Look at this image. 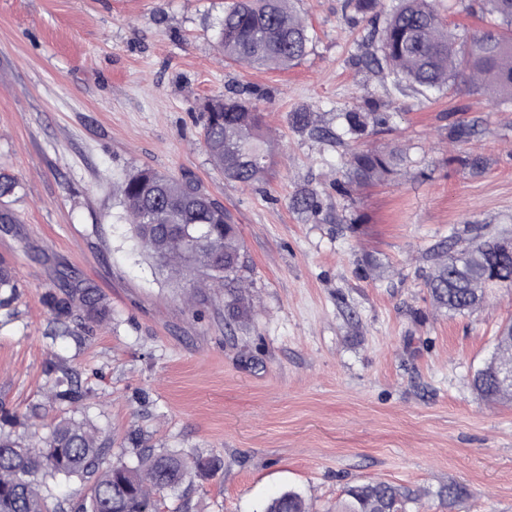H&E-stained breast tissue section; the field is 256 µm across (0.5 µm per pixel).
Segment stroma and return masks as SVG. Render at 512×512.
<instances>
[{
	"label": "stroma",
	"instance_id": "stroma-1",
	"mask_svg": "<svg viewBox=\"0 0 512 512\" xmlns=\"http://www.w3.org/2000/svg\"><path fill=\"white\" fill-rule=\"evenodd\" d=\"M469 39L493 19L474 0H435ZM342 0H294L306 55L256 70L216 46L224 0H0V169L20 183L0 223V260L18 295L0 307V408L41 404L44 428L90 422L110 453L145 448L223 469L168 498L169 512H263L287 490L336 512L346 489L383 481L422 491L420 512H512V402L484 400L472 375L512 325V288L454 314L426 278L436 251L472 229L512 236V100L463 79L424 96L355 66L374 50ZM246 98L274 151L258 185L224 179L204 148L200 104ZM390 112L384 130L340 136L339 113ZM313 112L329 136L292 128ZM476 125L467 142L458 123ZM395 151L381 181L360 182L352 150ZM142 168L194 176L239 226L251 314L224 320V290L161 272L137 242L113 182ZM321 213L292 210L300 188ZM89 280L110 315L57 340L43 295ZM57 364L49 372V364ZM88 398L46 399L68 374ZM465 486L460 505L440 498Z\"/></svg>",
	"mask_w": 512,
	"mask_h": 512
}]
</instances>
